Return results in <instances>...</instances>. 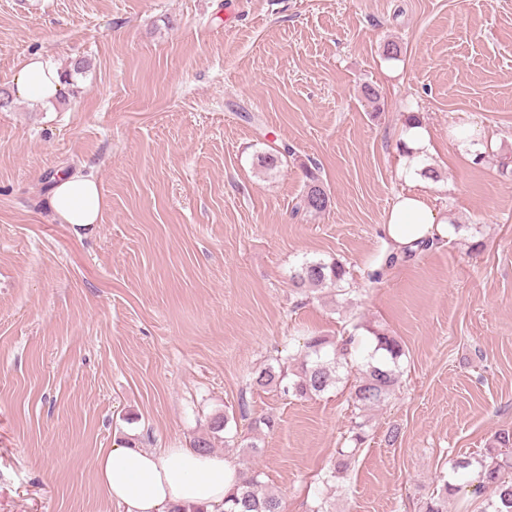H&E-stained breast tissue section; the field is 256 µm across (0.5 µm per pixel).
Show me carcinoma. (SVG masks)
Wrapping results in <instances>:
<instances>
[{
	"label": "carcinoma",
	"instance_id": "cac0c4a2",
	"mask_svg": "<svg viewBox=\"0 0 512 512\" xmlns=\"http://www.w3.org/2000/svg\"><path fill=\"white\" fill-rule=\"evenodd\" d=\"M331 200L324 186L314 173H309L308 182L295 204V210L307 213L325 211ZM346 270L338 261L304 258L291 275L294 284L314 288H334L344 292ZM359 336L352 334L339 341L327 336L312 335L304 339L300 350L274 368L268 366L253 377L259 387L279 386L283 392L297 398H311L327 391L344 380L340 370L351 372ZM373 349L358 366V375L351 382V401L354 409L362 412L384 404L395 392L401 377L400 360L405 355L397 337L374 331L371 336ZM230 418L219 414L212 418L209 430L193 440V448L202 454L215 448V441L228 430ZM365 424L352 421L351 440L356 447L350 451L340 450L339 462L326 474L328 483L341 477L347 470L349 460L365 442ZM478 467H473V464ZM469 458L456 459L451 463L455 482L446 476L439 479L436 492L423 501L422 512H448V497L460 492L462 487L475 485L474 494L490 492L482 512H512V478L504 476L505 469L512 468V430L496 431L488 448L477 462ZM224 512H283L279 497L263 490L259 474L246 467L239 472L234 489L224 501Z\"/></svg>",
	"mask_w": 512,
	"mask_h": 512
}]
</instances>
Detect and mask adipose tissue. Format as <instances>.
<instances>
[{
  "label": "adipose tissue",
  "mask_w": 512,
  "mask_h": 512,
  "mask_svg": "<svg viewBox=\"0 0 512 512\" xmlns=\"http://www.w3.org/2000/svg\"><path fill=\"white\" fill-rule=\"evenodd\" d=\"M65 90L52 57L35 53L19 65L12 91L37 105L56 101ZM48 205L67 224H95L101 218L104 197L92 178L58 173ZM389 251L402 252L422 240L448 236V217L436 209L425 193L411 190L400 195L382 226ZM98 484L125 512H173L174 508L206 506L222 512L224 498L238 479L239 466L221 454L202 455L190 448L142 450L126 446L105 448L94 461Z\"/></svg>",
  "instance_id": "ef3b65f1"
}]
</instances>
